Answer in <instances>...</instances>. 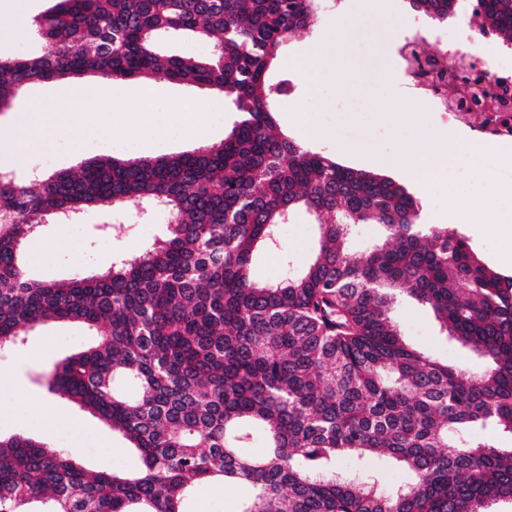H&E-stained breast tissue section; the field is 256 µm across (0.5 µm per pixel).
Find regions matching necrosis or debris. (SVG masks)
I'll return each instance as SVG.
<instances>
[{"label":"necrosis or debris","instance_id":"4bbe7bcc","mask_svg":"<svg viewBox=\"0 0 512 512\" xmlns=\"http://www.w3.org/2000/svg\"><path fill=\"white\" fill-rule=\"evenodd\" d=\"M486 38L482 14L472 11L464 30L449 33L439 55L415 59L405 49L401 58L417 100L484 147L481 163L491 175L493 149L512 143V65L485 57Z\"/></svg>","mask_w":512,"mask_h":512}]
</instances>
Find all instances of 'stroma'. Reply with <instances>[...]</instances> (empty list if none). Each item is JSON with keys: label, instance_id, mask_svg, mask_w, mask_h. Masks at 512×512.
Instances as JSON below:
<instances>
[{"label": "stroma", "instance_id": "35a3bbf8", "mask_svg": "<svg viewBox=\"0 0 512 512\" xmlns=\"http://www.w3.org/2000/svg\"><path fill=\"white\" fill-rule=\"evenodd\" d=\"M337 26L318 21L297 33L285 44L284 61L269 74L271 80L288 79L290 90L276 102L280 128L297 136L295 123L305 113H317L328 137L309 142L311 151L336 159L342 165L371 171L405 187L419 204V221L439 223L448 214V198L457 195L468 203L467 192L453 180L426 186L408 183L393 160L406 148L430 145L443 130L422 105L403 95L404 83L398 73L397 51L410 35L413 12L408 0H379L370 9L368 0H341ZM331 34L333 69L316 84L306 85L286 65V58ZM139 82L108 84L100 82L92 104L103 112L107 127L87 136L78 131L33 143L24 165L15 167L23 184L55 171H79L91 158H156L192 152L203 142L223 140L238 116L231 108L211 113L209 136L201 141L178 122L187 102L209 98L210 93L176 84L166 85L164 100L143 106ZM80 83L58 80L26 89L13 108L0 112V158L8 152L15 119L26 112L51 110L63 91L72 97L83 94ZM455 232L466 235L475 253L499 273L512 276V246L488 224H458ZM163 231L157 220L142 221L127 213L103 224L96 213L87 214L79 224L49 223L24 244L26 268L36 281H67L111 265L120 252H134L153 242ZM280 239L294 266H302L316 254V224L311 216L299 212L280 228ZM393 316L406 343L439 361L478 369L479 363L467 350L439 332L431 309L413 298L395 300ZM97 339L77 322H50L33 330L19 349L0 355V374L11 377L15 389L0 394V435L33 437L60 448L87 472L137 470L141 465L137 451L124 449L123 439L97 417L65 398L48 392L43 374L68 355L95 345ZM95 441L100 453L86 450ZM248 492L246 486L198 484L194 490L192 512H230L234 502Z\"/></svg>", "mask_w": 512, "mask_h": 512}]
</instances>
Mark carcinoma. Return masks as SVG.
<instances>
[{
  "instance_id": "1",
  "label": "carcinoma",
  "mask_w": 512,
  "mask_h": 512,
  "mask_svg": "<svg viewBox=\"0 0 512 512\" xmlns=\"http://www.w3.org/2000/svg\"><path fill=\"white\" fill-rule=\"evenodd\" d=\"M34 18L36 57L0 56V110L33 84L149 77L207 89L239 116L224 140L160 158L94 159L34 190L0 177V347L49 320L78 322L97 345L55 363L50 392L120 434L142 467L88 474L63 450L0 437V512H187L201 482L243 484L231 512H490L512 501V276L463 234L419 223L391 179L343 166L277 131L288 79L268 73L284 43L315 25L321 0H51ZM485 25L512 45V0H480ZM438 25L457 0H409ZM191 37L203 56L167 53ZM147 207L161 237L106 270L30 279L22 245L46 222L90 208ZM318 224L301 269L255 280L296 211ZM385 241L358 259L352 227ZM399 295L432 309L441 333L485 363L479 373L410 348L391 315ZM259 438L260 453L244 448ZM383 456L410 481L386 493L343 458Z\"/></svg>"
}]
</instances>
